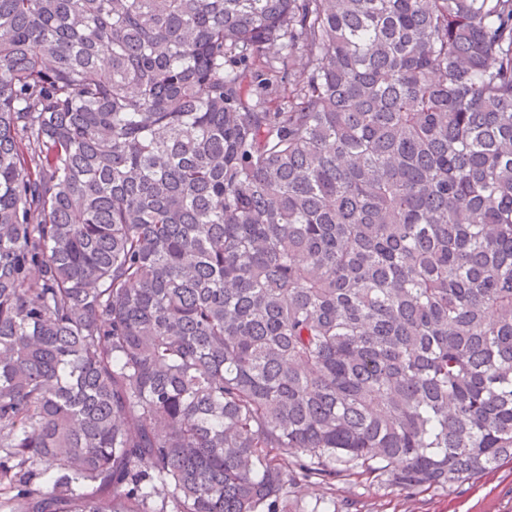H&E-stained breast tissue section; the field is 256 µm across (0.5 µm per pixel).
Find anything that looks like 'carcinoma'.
<instances>
[{"label":"carcinoma","mask_w":512,"mask_h":512,"mask_svg":"<svg viewBox=\"0 0 512 512\" xmlns=\"http://www.w3.org/2000/svg\"><path fill=\"white\" fill-rule=\"evenodd\" d=\"M507 458L512 0H0V512Z\"/></svg>","instance_id":"cac0c4a2"}]
</instances>
